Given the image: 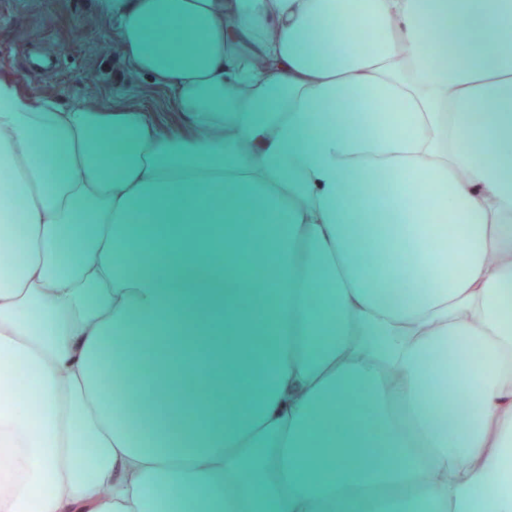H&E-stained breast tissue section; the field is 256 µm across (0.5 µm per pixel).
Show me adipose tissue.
Here are the masks:
<instances>
[{
    "instance_id": "ef3b65f1",
    "label": "adipose tissue",
    "mask_w": 512,
    "mask_h": 512,
    "mask_svg": "<svg viewBox=\"0 0 512 512\" xmlns=\"http://www.w3.org/2000/svg\"><path fill=\"white\" fill-rule=\"evenodd\" d=\"M91 13L184 131L0 77V512H512V0ZM205 392L192 387L189 392H184L180 388H174L169 393L170 402L174 405L180 406L182 412L188 416H195L199 419H206L208 417H219L221 414L224 416V398L220 396L211 395L207 398L205 406H197L193 402V395L195 392Z\"/></svg>"
}]
</instances>
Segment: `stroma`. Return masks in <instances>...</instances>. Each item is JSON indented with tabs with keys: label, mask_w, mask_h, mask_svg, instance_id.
I'll return each instance as SVG.
<instances>
[{
	"label": "stroma",
	"mask_w": 512,
	"mask_h": 512,
	"mask_svg": "<svg viewBox=\"0 0 512 512\" xmlns=\"http://www.w3.org/2000/svg\"><path fill=\"white\" fill-rule=\"evenodd\" d=\"M15 78L22 96H52L62 105H129L178 129L169 93L119 56L110 26L89 0H0V76Z\"/></svg>",
	"instance_id": "stroma-1"
}]
</instances>
